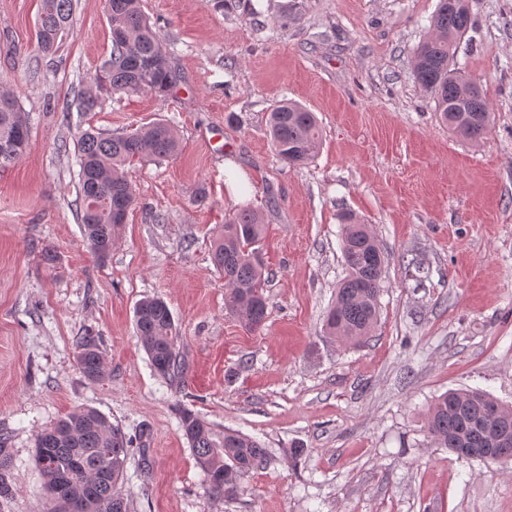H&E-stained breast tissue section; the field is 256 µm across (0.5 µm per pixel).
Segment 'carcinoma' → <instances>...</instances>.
I'll return each mask as SVG.
<instances>
[{
    "label": "carcinoma",
    "mask_w": 512,
    "mask_h": 512,
    "mask_svg": "<svg viewBox=\"0 0 512 512\" xmlns=\"http://www.w3.org/2000/svg\"><path fill=\"white\" fill-rule=\"evenodd\" d=\"M107 14L112 52L104 61L99 84L114 94L149 92L167 95L180 75L172 57L141 9V0H109ZM72 0H41L37 41L46 54L56 52L72 26ZM473 26L471 13L439 0L431 18L434 36L417 45L413 53L417 83L435 103L442 123L460 139L481 142L492 117L480 87L455 68L459 40ZM268 127L274 150L290 167L308 165L318 153L322 129L315 113L286 99L269 112ZM29 138L28 116L10 91L0 92V168L12 164ZM79 208L82 233L93 254L105 260L120 228L90 211L94 204L129 211L135 196L127 175L133 162L163 161L177 157L180 142L171 126L154 122L130 133L113 136L88 129L78 143ZM341 248L346 276L336 289V299L324 320L326 336L351 344L367 337L380 308L381 283L387 256L368 226L353 214L340 216ZM264 224L251 209L234 212L214 240L211 260L229 287L227 307L247 330L260 329L268 316L264 266L260 251ZM138 340L153 370L162 378H180L185 364L174 345V321L168 304L158 297L142 299L135 308ZM77 360L84 376L99 381L107 368L97 337L90 334L78 343ZM512 430V408L481 390H450L429 407L426 426L435 445L457 454L462 448L481 449L490 415ZM180 428L211 492L232 497L237 478L263 467L268 452L259 440L226 428L217 431L197 413L183 409ZM130 458V442L121 429L91 408H78L41 432L35 440V460L48 496L47 512H129L116 487ZM12 451L8 437L0 435V499L12 496Z\"/></svg>",
    "instance_id": "1"
}]
</instances>
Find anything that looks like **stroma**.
<instances>
[{
    "label": "stroma",
    "mask_w": 512,
    "mask_h": 512,
    "mask_svg": "<svg viewBox=\"0 0 512 512\" xmlns=\"http://www.w3.org/2000/svg\"><path fill=\"white\" fill-rule=\"evenodd\" d=\"M437 4L142 0L181 80L165 98L99 92L87 112L78 94L112 51L103 0H73L51 56L37 46L41 0H0V83L30 119L26 151L0 169V434L14 484L0 512H43L34 440L80 407L138 449L117 487L129 512H512V463L456 459L425 427L451 389L512 406V0H470L457 50L492 110L478 146L449 132L413 76ZM285 98L322 122L305 167L282 163L267 132ZM160 118L182 152L130 169L135 205L98 261L75 205L78 136ZM246 206L266 224L270 315L255 332L226 309L209 256L225 217ZM344 211L388 258L378 323L350 346L322 334L345 275ZM146 296L172 312L181 379L158 376L135 335ZM88 329L108 364L96 382L77 363ZM183 407L269 448L232 498L210 491Z\"/></svg>",
    "instance_id": "obj_1"
}]
</instances>
